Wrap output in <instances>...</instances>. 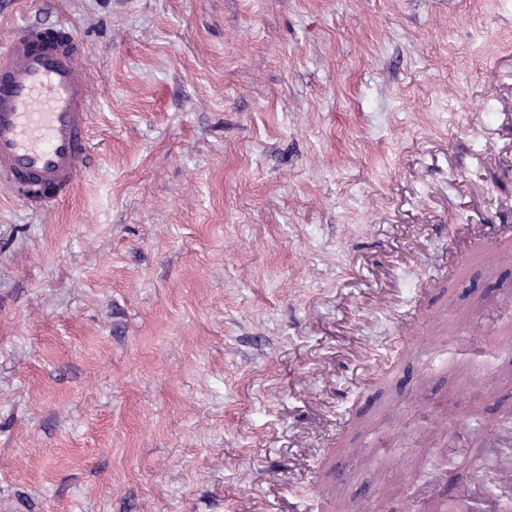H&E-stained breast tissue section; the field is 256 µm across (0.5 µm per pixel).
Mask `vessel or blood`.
Masks as SVG:
<instances>
[{"label":"vessel or blood","instance_id":"vessel-or-blood-1","mask_svg":"<svg viewBox=\"0 0 512 512\" xmlns=\"http://www.w3.org/2000/svg\"><path fill=\"white\" fill-rule=\"evenodd\" d=\"M85 55L67 27L56 39L28 26L0 41V185L43 186L31 208L70 197L87 161L93 75Z\"/></svg>","mask_w":512,"mask_h":512}]
</instances>
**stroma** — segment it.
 Instances as JSON below:
<instances>
[{"mask_svg": "<svg viewBox=\"0 0 512 512\" xmlns=\"http://www.w3.org/2000/svg\"><path fill=\"white\" fill-rule=\"evenodd\" d=\"M67 23L90 157L0 188V512H504L512 0H0Z\"/></svg>", "mask_w": 512, "mask_h": 512, "instance_id": "stroma-1", "label": "stroma"}]
</instances>
